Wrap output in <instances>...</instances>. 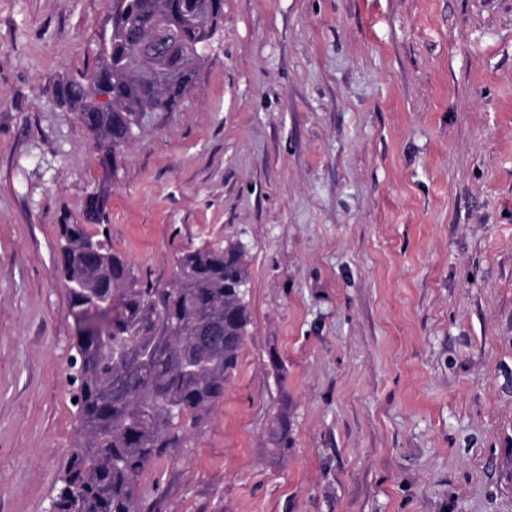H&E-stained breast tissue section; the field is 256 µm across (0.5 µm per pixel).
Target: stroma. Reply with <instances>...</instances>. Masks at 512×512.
Instances as JSON below:
<instances>
[{
  "instance_id": "stroma-1",
  "label": "stroma",
  "mask_w": 512,
  "mask_h": 512,
  "mask_svg": "<svg viewBox=\"0 0 512 512\" xmlns=\"http://www.w3.org/2000/svg\"><path fill=\"white\" fill-rule=\"evenodd\" d=\"M111 31L112 0H0V512H50L79 435L81 223L155 279L247 253L239 373L141 512H512V0H224L113 167L55 94ZM289 414L288 404H281V407L274 419V425L268 434V443L276 451H284L288 448L289 442Z\"/></svg>"
}]
</instances>
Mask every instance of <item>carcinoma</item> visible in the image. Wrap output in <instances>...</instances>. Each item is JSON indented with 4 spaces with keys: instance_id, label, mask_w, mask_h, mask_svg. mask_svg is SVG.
<instances>
[{
    "instance_id": "1",
    "label": "carcinoma",
    "mask_w": 512,
    "mask_h": 512,
    "mask_svg": "<svg viewBox=\"0 0 512 512\" xmlns=\"http://www.w3.org/2000/svg\"><path fill=\"white\" fill-rule=\"evenodd\" d=\"M183 0H130L129 13L113 0L112 36L85 83L57 88L95 144L117 154L136 137L147 112H173L194 85L218 21L181 30L174 58L144 44L180 26ZM112 98L102 112L101 92ZM106 197L89 196L87 214L103 217ZM61 274L71 302L77 342L71 382L81 435L66 459L55 512H139L146 469L183 447L206 423L238 374L251 316L244 248H197L173 257L163 282L141 274L84 224H62ZM288 396L268 434L288 448Z\"/></svg>"
}]
</instances>
